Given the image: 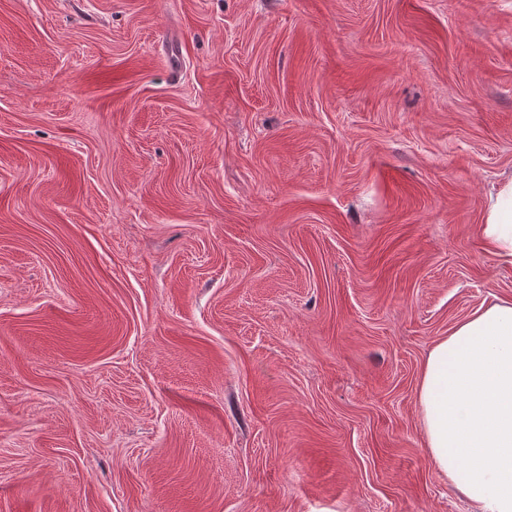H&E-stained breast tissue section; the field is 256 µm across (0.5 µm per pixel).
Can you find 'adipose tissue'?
Masks as SVG:
<instances>
[{
  "label": "adipose tissue",
  "instance_id": "ef3b65f1",
  "mask_svg": "<svg viewBox=\"0 0 512 512\" xmlns=\"http://www.w3.org/2000/svg\"><path fill=\"white\" fill-rule=\"evenodd\" d=\"M481 234L512 261V177L490 195ZM417 400L438 473L478 512H512V302L481 306L432 347Z\"/></svg>",
  "mask_w": 512,
  "mask_h": 512
}]
</instances>
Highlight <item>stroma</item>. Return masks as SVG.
<instances>
[{
    "instance_id": "35a3bbf8",
    "label": "stroma",
    "mask_w": 512,
    "mask_h": 512,
    "mask_svg": "<svg viewBox=\"0 0 512 512\" xmlns=\"http://www.w3.org/2000/svg\"><path fill=\"white\" fill-rule=\"evenodd\" d=\"M505 175L512 0H0V512H475ZM481 234L491 254L512 261L511 176L490 195ZM417 400L438 473L478 512H512V302L482 305L432 347Z\"/></svg>"
}]
</instances>
